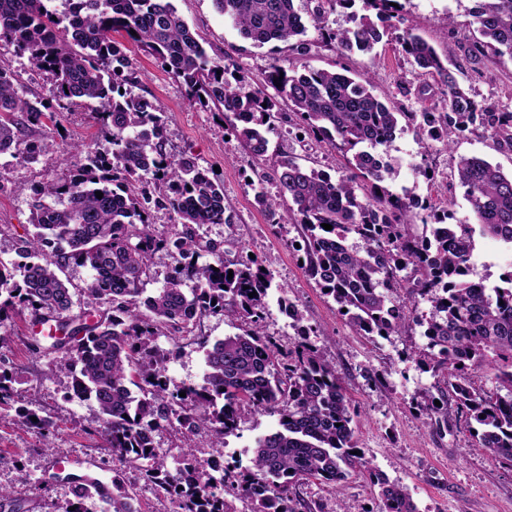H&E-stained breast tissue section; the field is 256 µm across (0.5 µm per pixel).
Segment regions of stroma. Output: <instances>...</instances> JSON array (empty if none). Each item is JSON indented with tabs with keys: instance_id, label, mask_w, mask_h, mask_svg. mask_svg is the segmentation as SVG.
Returning <instances> with one entry per match:
<instances>
[{
	"instance_id": "obj_1",
	"label": "stroma",
	"mask_w": 512,
	"mask_h": 512,
	"mask_svg": "<svg viewBox=\"0 0 512 512\" xmlns=\"http://www.w3.org/2000/svg\"><path fill=\"white\" fill-rule=\"evenodd\" d=\"M402 3L418 34L438 51L453 48L448 68L462 87L495 111L512 112V59L488 55L474 60L469 55L476 35L469 14L471 0ZM172 4L208 54L224 60L236 75L258 81L275 64L301 73L308 69H347L357 76H371L375 94L388 105L411 112L443 105L438 77L415 74L394 38H383L368 53L341 54L322 43L319 31L311 27L305 36L308 50L301 55L283 43L254 46L225 24L212 0H172ZM126 53L141 80L140 94L156 100L166 114L169 149L192 153L200 165L216 169L224 183V205L231 221L204 228L205 237L242 244L245 253L254 254L271 273L275 288L267 298L268 332L284 346L293 338L292 329L276 307L283 297L297 307L304 325L320 330L317 342L342 377L357 411L354 442L371 470L408 486L418 512H512V469L471 451L470 427L456 406L448 408V430L443 434L437 432L434 420L423 409L425 396L445 389L446 379L420 370L409 359L412 352L426 345L422 327L386 338L371 339L356 333L332 299L309 279L301 253L289 248V241L301 238L299 225L275 223L256 202L257 192L276 195L275 170L282 156H293L297 162L337 178L346 172V152L309 136L297 139L290 123L281 122L270 137L266 159L255 160L236 139L225 137L223 112L191 101L184 85L135 43H128ZM0 67L18 74L23 91L52 100L51 83L17 56L13 47L0 44ZM28 135L87 144L101 152L111 148L93 112L83 105L55 113L53 119L30 127ZM390 154L395 173L387 180V188L395 193L413 190L438 211L447 213L452 224L474 221L454 179L459 157L481 156L504 171H512V152L497 150L491 139L477 134L456 139L450 150L443 141L433 140L424 151L414 127L405 125L397 132ZM59 171L52 153L34 165L0 157V260H16V242L30 227V197L25 186ZM473 238L475 254L484 259L477 275L488 286L501 285L504 272L512 269V246L478 232ZM5 328L10 338L0 345V366L14 370L17 383L14 408L0 409V455L7 459L0 466V488L18 499L20 512H55L71 500L70 486L51 481L46 471V460L52 453L92 460L93 476L104 481L120 475L122 485H134L141 512H177L175 504L157 500L134 465H116L111 455L99 452L105 428L96 402L73 395L69 373L57 361L32 350L28 343L33 334L30 317L13 315ZM233 331L223 316L203 318L196 331L197 341L184 344L167 364L172 384L200 382L205 344ZM20 407L45 408L53 422L50 438L20 424L16 413ZM277 427L275 412H244L236 434L225 439V463L249 466L255 439ZM155 446L171 468L183 454L204 460L211 453L208 438L201 435L163 432L156 435ZM300 494L316 503L317 512H377L379 507L377 486L369 472L357 468L340 487L312 479L301 486Z\"/></svg>"
}]
</instances>
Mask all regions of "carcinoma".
Here are the masks:
<instances>
[{
  "label": "carcinoma",
  "mask_w": 512,
  "mask_h": 512,
  "mask_svg": "<svg viewBox=\"0 0 512 512\" xmlns=\"http://www.w3.org/2000/svg\"><path fill=\"white\" fill-rule=\"evenodd\" d=\"M54 2L0 0V42L52 83L54 107L99 103L94 115L112 149L102 153L28 138L26 125L41 124L54 107L28 97L17 75L0 68V156L29 165L54 149L63 166L62 175L30 187L33 230L17 246L27 262L0 261V328L17 311L55 327V334L35 336L30 345L65 354L74 394L98 405L112 459L137 464L158 498L178 502L181 512H236L225 498L229 487L250 501L251 512H271L273 504L276 512H314L300 496L303 481L336 488L350 469L366 464L354 454L356 412L316 344L320 331L307 327L304 337L281 349L265 330L270 274L200 233L210 224L230 223L224 183L195 157L167 150L163 110L134 93L138 80L126 46L113 37L122 31L193 99L223 106L225 130L252 156L268 153L282 102L305 133L351 153L349 174L337 179L291 157L281 160L276 197L261 194L258 204L278 222L300 225L307 276L346 309L342 316L358 333L373 338L425 327L427 344L414 361L446 377L467 422L477 425L472 448L512 468V270L503 276L506 288L470 287L464 275L474 249L470 225L443 224L431 205L406 203L384 186L394 163L381 169L369 164V153L389 152L403 121L415 126L422 142L480 129L497 148L512 151V113L476 101L444 63L451 51L439 54L409 26L399 37L401 51L418 71L440 78L446 99L439 112H403L374 94L370 78L336 71L275 67L259 84L230 77L171 0H61V10ZM212 2L254 45L291 42L307 50L306 21L296 0ZM317 2L309 22L346 52L372 50L394 23L405 22L399 0H366L376 19L364 17L357 29L340 31L326 24L327 10L348 9L355 0ZM473 2L470 16L481 39L472 54L512 59V0ZM269 87L276 96L266 93ZM455 178L481 231L512 243V173L480 157H462ZM362 182L372 192L364 201L357 194ZM159 211L175 217L169 235L155 229ZM417 222L429 225V234H409L408 226ZM164 250L174 264L164 285L148 294L152 258ZM208 255L215 260H205ZM72 265L91 271L86 301L76 313V288L65 275ZM399 288L406 289L405 297L394 295ZM253 291L257 295L249 296ZM418 296L432 303L429 314L418 312ZM189 309L197 312L193 321L185 319ZM210 315L247 328L206 350L199 383L171 386L170 352L157 345L158 337H168L177 349L196 338L201 319ZM490 353L501 361L495 386L476 388L469 371L490 365ZM14 382V373L0 369V409L14 402ZM244 409L280 415L279 429L255 440L251 467L216 472L185 454L172 471L159 457L154 438L167 428L204 434L212 454L224 455V439L236 433ZM18 415L23 426L49 438V417L33 409ZM370 476L379 488L378 512H418L408 487L379 472Z\"/></svg>",
  "instance_id": "1"
}]
</instances>
